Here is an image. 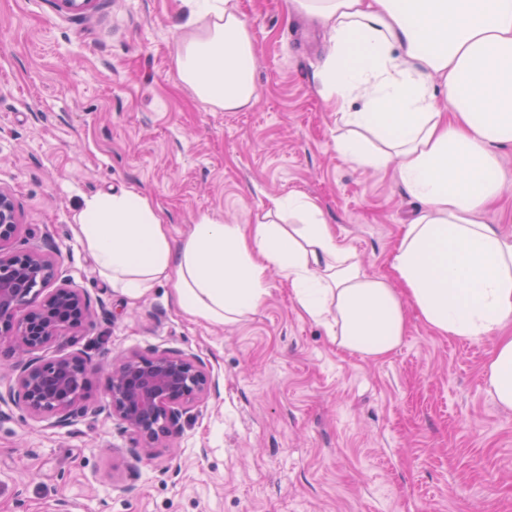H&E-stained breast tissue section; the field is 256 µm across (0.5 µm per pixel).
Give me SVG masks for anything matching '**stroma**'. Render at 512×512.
Here are the masks:
<instances>
[{
  "mask_svg": "<svg viewBox=\"0 0 512 512\" xmlns=\"http://www.w3.org/2000/svg\"><path fill=\"white\" fill-rule=\"evenodd\" d=\"M289 0H239L259 99L215 111L175 68L181 0H0V189L20 214L19 250L58 260L90 320L96 363L168 349L213 376L210 396L153 455L106 415L66 426L0 403V512H512V409L487 391L495 340L436 334L408 311L402 344L372 361L343 352L268 273L254 312L217 325L180 313L163 282L130 300L76 234L85 198L149 195L181 242L201 213L261 219L304 194L366 272L389 275L422 208L390 173L336 151L319 78L323 28Z\"/></svg>",
  "mask_w": 512,
  "mask_h": 512,
  "instance_id": "35a3bbf8",
  "label": "stroma"
}]
</instances>
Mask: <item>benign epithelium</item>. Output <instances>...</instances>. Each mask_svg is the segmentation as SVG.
I'll return each mask as SVG.
<instances>
[{"instance_id": "benign-epithelium-1", "label": "benign epithelium", "mask_w": 512, "mask_h": 512, "mask_svg": "<svg viewBox=\"0 0 512 512\" xmlns=\"http://www.w3.org/2000/svg\"><path fill=\"white\" fill-rule=\"evenodd\" d=\"M66 13H84L95 0H54ZM19 229L12 196L0 189V334L4 360L16 373L11 402L31 416L51 417L68 425L89 415L122 421L136 448L148 455L179 428L181 418L211 391L210 370L199 359L178 351L131 352L111 361L104 399L91 398L94 365L79 353L46 360L39 353L63 341L74 342L89 319L84 292L57 283V266L48 254L11 247Z\"/></svg>"}]
</instances>
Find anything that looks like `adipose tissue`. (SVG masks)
<instances>
[{
  "instance_id": "obj_1",
  "label": "adipose tissue",
  "mask_w": 512,
  "mask_h": 512,
  "mask_svg": "<svg viewBox=\"0 0 512 512\" xmlns=\"http://www.w3.org/2000/svg\"><path fill=\"white\" fill-rule=\"evenodd\" d=\"M184 3L179 80L213 110L253 107L255 47L237 0ZM289 4L329 35L320 77L346 129L337 152L390 172L423 206L391 276L364 271L304 195L274 199V220L247 228L200 215L176 246L165 212L128 190L86 198L79 211L100 274L130 298L172 283L176 309L221 324L258 309L274 270L339 349L371 359L400 346L411 309L441 336L492 334L483 375L496 403L512 409V238L480 219L503 189L499 157L512 148V0ZM355 100L361 108L349 110Z\"/></svg>"
}]
</instances>
